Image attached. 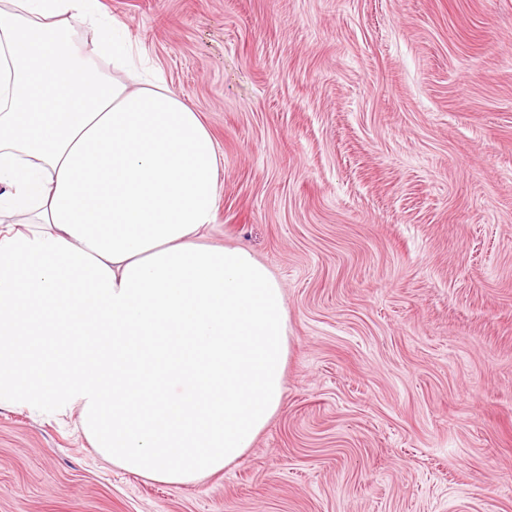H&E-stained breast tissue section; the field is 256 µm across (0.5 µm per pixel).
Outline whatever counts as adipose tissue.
<instances>
[{"mask_svg":"<svg viewBox=\"0 0 512 512\" xmlns=\"http://www.w3.org/2000/svg\"><path fill=\"white\" fill-rule=\"evenodd\" d=\"M0 9V400L78 410L113 463L181 484L277 412L280 283L204 243L221 158L96 0ZM90 24L96 38L74 43ZM111 56V70L100 65Z\"/></svg>","mask_w":512,"mask_h":512,"instance_id":"adipose-tissue-1","label":"adipose tissue"}]
</instances>
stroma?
Masks as SVG:
<instances>
[{
  "label": "stroma",
  "mask_w": 512,
  "mask_h": 512,
  "mask_svg": "<svg viewBox=\"0 0 512 512\" xmlns=\"http://www.w3.org/2000/svg\"><path fill=\"white\" fill-rule=\"evenodd\" d=\"M222 158L207 243L278 279L281 405L168 484L0 403V512H512V0H97Z\"/></svg>",
  "instance_id": "stroma-1"
}]
</instances>
